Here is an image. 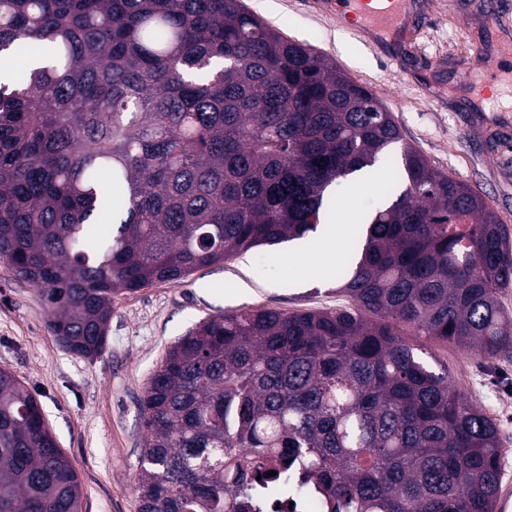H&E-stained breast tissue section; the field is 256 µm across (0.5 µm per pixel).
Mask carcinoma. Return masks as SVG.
<instances>
[{"label":"carcinoma","instance_id":"carcinoma-1","mask_svg":"<svg viewBox=\"0 0 512 512\" xmlns=\"http://www.w3.org/2000/svg\"><path fill=\"white\" fill-rule=\"evenodd\" d=\"M0 260L72 354L112 300L331 231V191L388 165L391 112L240 0H0ZM405 188L336 271L349 309L206 318L140 400L138 512H496L497 424L415 353L512 354V238L408 144ZM276 475H270V472ZM0 512H82L40 404L0 368Z\"/></svg>","mask_w":512,"mask_h":512}]
</instances>
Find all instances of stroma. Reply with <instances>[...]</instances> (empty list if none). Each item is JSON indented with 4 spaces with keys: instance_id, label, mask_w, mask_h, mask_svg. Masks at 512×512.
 <instances>
[{
    "instance_id": "1",
    "label": "stroma",
    "mask_w": 512,
    "mask_h": 512,
    "mask_svg": "<svg viewBox=\"0 0 512 512\" xmlns=\"http://www.w3.org/2000/svg\"><path fill=\"white\" fill-rule=\"evenodd\" d=\"M420 2L426 22L413 49L394 62L319 0H241L271 29L313 48L371 92L391 112L403 143L470 186L512 231V93L491 89L475 100L459 87L472 43L497 53L512 40V0H488L495 13L491 26L471 15L468 0ZM497 62L512 68V56L498 55ZM421 77L433 84L434 95L420 91ZM394 179L389 168L372 179H348L332 202L336 224L381 202L380 185ZM345 259L342 240H335L322 271L315 273L311 260L293 259L282 243L237 254L181 281L118 296L106 345L93 358L61 346L49 329L50 309L0 261V368L12 372L41 404L78 474L82 512H138L140 400L179 337L204 318L242 309L293 313L348 307L351 301L335 280ZM412 342L427 365L447 369L465 397L495 420L507 454L501 486L512 489V357L484 363L434 338L416 336Z\"/></svg>"
}]
</instances>
